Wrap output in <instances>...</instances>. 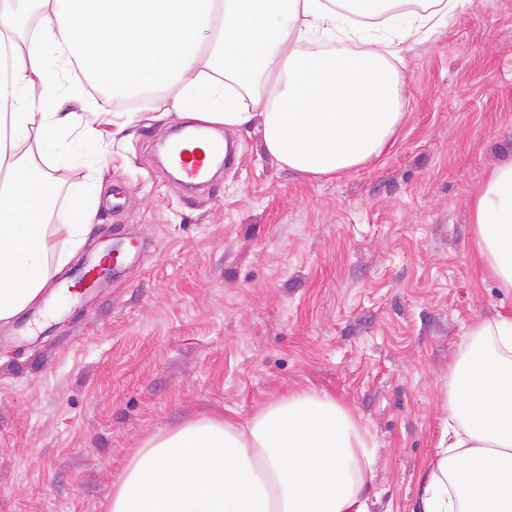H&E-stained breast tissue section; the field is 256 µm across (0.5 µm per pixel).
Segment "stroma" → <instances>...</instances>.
<instances>
[{"label": "stroma", "mask_w": 512, "mask_h": 512, "mask_svg": "<svg viewBox=\"0 0 512 512\" xmlns=\"http://www.w3.org/2000/svg\"><path fill=\"white\" fill-rule=\"evenodd\" d=\"M402 57L394 144L328 179L280 167L248 128L190 197L157 153L180 118L151 101L98 117L102 192L64 271L131 231L148 253L84 312L44 292L27 313L54 315L25 345L0 326V512H106L149 436L301 389L367 431L371 512H418L465 327L512 316L471 235L481 183L512 160V0H466Z\"/></svg>", "instance_id": "35a3bbf8"}]
</instances>
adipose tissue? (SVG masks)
<instances>
[{"label":"adipose tissue","instance_id":"adipose-tissue-1","mask_svg":"<svg viewBox=\"0 0 512 512\" xmlns=\"http://www.w3.org/2000/svg\"><path fill=\"white\" fill-rule=\"evenodd\" d=\"M461 0H0V325L34 303L92 226L101 185L46 226L49 170L100 152L93 113L61 111L104 81L156 92L163 114L238 130L317 179L379 157L404 117L402 43ZM342 33L353 51L313 50ZM478 257L512 291V161L472 203ZM447 417L420 512H512V316L471 322L448 365ZM374 457L352 410L293 391L239 423L202 416L146 438L107 512H370Z\"/></svg>","mask_w":512,"mask_h":512}]
</instances>
